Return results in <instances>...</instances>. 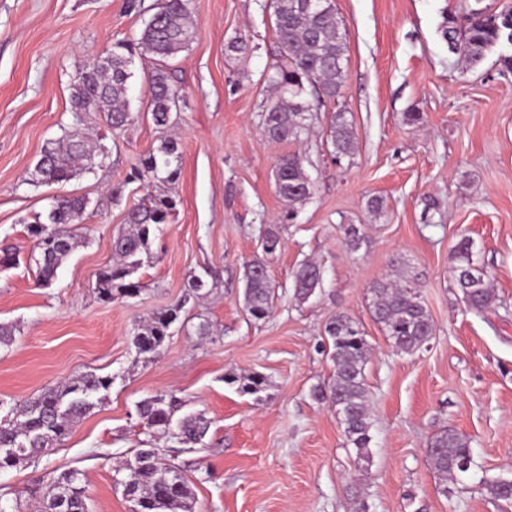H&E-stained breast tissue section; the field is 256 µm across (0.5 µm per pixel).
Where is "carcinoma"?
<instances>
[{
	"mask_svg": "<svg viewBox=\"0 0 512 512\" xmlns=\"http://www.w3.org/2000/svg\"><path fill=\"white\" fill-rule=\"evenodd\" d=\"M270 8L280 58L264 76L276 96L262 105V129L271 142H298L312 120L306 89L319 97L334 99L346 82L347 32L330 2L315 11L304 9L302 0H271ZM156 15V20L150 17L143 21L138 36L117 41L106 56L92 61L81 74L72 93L74 126L63 132L54 147L44 151L36 165L37 182H67L81 170L80 162L91 164L97 158L105 159L107 151L101 140L88 138L82 125L91 113L114 129L129 124L130 63L136 53L154 63L147 79V114L159 129L174 124V101L179 98V89L172 83L166 62L183 51L193 37L189 0H164ZM441 34L448 52L476 66L492 48L503 42L512 43V7L499 13L473 9L462 29L446 19ZM328 133L330 154L335 159L353 156L356 132L347 112L331 113ZM179 154L176 140L162 141L144 158L142 169L134 178L148 175L154 180L172 182L179 174V168L173 166ZM274 188L286 202L285 219L293 220L314 194V183L300 155L289 154L278 159ZM88 205L89 200L83 196H62L54 201L46 215H36L29 224V234L39 250L35 259L38 285H50L58 268L77 247L78 235L63 225L77 223ZM176 206L172 197L160 195L128 210L125 218L128 230L112 241L115 263L98 275L97 291L101 300L109 302L117 294L134 297L140 292L139 283L132 281V276L140 269L142 256L150 253L155 231L159 225L170 222ZM343 233L345 246L351 252L358 251L365 242V234L358 224L345 225ZM282 245L279 230L271 226L263 230L261 246L265 255H275ZM454 259L455 281L464 302L470 311L484 313L493 303L494 294L474 258L470 239L463 238L456 244ZM395 266L398 280L379 282L370 288V308L396 351L412 354L427 345L434 325L409 266L400 258ZM207 276V280L200 275L192 276L190 288L194 297L215 287V273L210 271ZM244 281L246 312L256 321L266 319L275 299V286L266 263L254 260L246 264ZM321 281L319 265L311 261L302 263L293 276L294 296L300 302L307 301ZM183 310L184 302L180 301L153 312L138 325L132 336L137 354L145 357L156 353ZM324 335L331 346L334 373L326 386L314 391V398L328 401L336 408L347 441L360 455L371 441L372 422L365 383L370 345L356 322L344 313L334 315L326 323ZM111 384L112 378L88 372L11 408L0 422V448L12 449V455L7 458L0 455V470L25 463L56 447L71 427L96 406V395L108 390ZM176 408V400L164 394L145 398L137 405L139 418L148 433L173 431L175 438L185 445L200 443L207 435L209 421L203 414L195 413L175 423ZM427 448L431 467L444 485L460 483L475 466L470 441L451 428L437 430L429 438ZM126 471L122 485L137 512H193L191 488L175 466L162 461L157 449H138L135 462ZM479 486L492 500L512 505V479L482 477ZM39 512H88L79 472L66 471L53 478Z\"/></svg>",
	"mask_w": 512,
	"mask_h": 512,
	"instance_id": "obj_1",
	"label": "carcinoma"
}]
</instances>
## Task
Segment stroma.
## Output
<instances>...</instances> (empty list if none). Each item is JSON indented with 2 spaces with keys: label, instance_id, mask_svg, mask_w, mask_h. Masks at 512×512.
<instances>
[{
  "label": "stroma",
  "instance_id": "1",
  "mask_svg": "<svg viewBox=\"0 0 512 512\" xmlns=\"http://www.w3.org/2000/svg\"><path fill=\"white\" fill-rule=\"evenodd\" d=\"M156 0H0V245L19 252L0 268V400L22 402L86 372L112 379L95 408L48 454L0 471V512H35L51 480L80 473L91 512H131L118 467L151 440L191 486L195 512H500L475 486L479 476L512 478V72L493 48L475 67L448 51L445 16L468 7L498 12L512 0H332L348 41L347 80L315 112L300 142L271 143L260 106L271 97L262 74L278 61L266 0H190L193 38L171 66L180 90L172 130L145 110L147 61L133 58V118L104 136L107 157L68 183L36 186L48 143L72 126V84L93 58L140 25ZM250 50L234 53L233 39ZM351 112L357 147L336 163L328 116ZM420 113L411 124L406 113ZM180 144L171 184L127 182L165 138ZM297 153L314 183L290 223L272 186L277 159ZM85 195L82 239L50 287L35 280L27 225L53 196ZM159 194L177 212L161 225L135 279L139 295L102 301L99 273L129 208ZM384 202L374 218L369 199ZM279 225L285 246L267 266L278 285L271 315L255 322L242 304L245 265L261 257V232ZM361 225L366 242L349 251L342 225ZM470 238L496 294L483 315L468 311L452 253ZM416 273L435 326L428 345L394 352L369 308V291L391 277L395 259ZM317 262L316 296H293L292 274ZM218 270L216 288L187 299L191 274ZM185 301L180 324L159 352L143 358L133 332L152 312ZM345 313L371 346L365 367L372 441L366 456L349 445L334 407L315 400L333 363L323 333ZM265 378L240 393L226 375ZM180 400L178 416L204 413L202 444L147 438L137 412L146 397ZM448 426L471 441L476 467L442 489L427 459L429 438Z\"/></svg>",
  "mask_w": 512,
  "mask_h": 512
}]
</instances>
